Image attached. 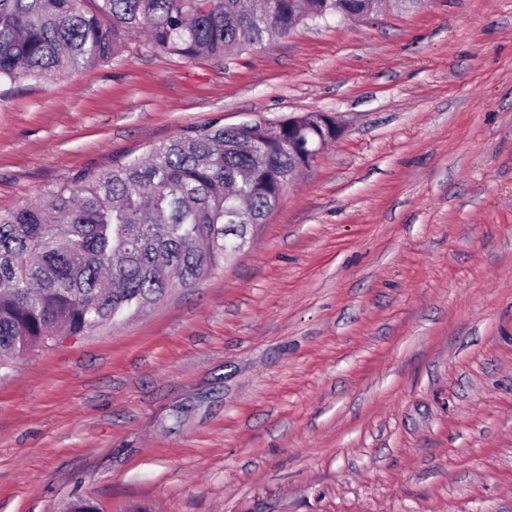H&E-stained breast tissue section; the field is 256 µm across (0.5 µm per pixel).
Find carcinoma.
Segmentation results:
<instances>
[{
  "label": "carcinoma",
  "instance_id": "cac0c4a2",
  "mask_svg": "<svg viewBox=\"0 0 512 512\" xmlns=\"http://www.w3.org/2000/svg\"><path fill=\"white\" fill-rule=\"evenodd\" d=\"M353 0H0V82L106 62L133 36L183 59L287 36ZM319 136L191 127L48 199L0 213V369L56 337L85 336L196 287L234 258Z\"/></svg>",
  "mask_w": 512,
  "mask_h": 512
}]
</instances>
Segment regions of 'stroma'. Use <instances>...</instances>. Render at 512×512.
Here are the masks:
<instances>
[{"label": "stroma", "mask_w": 512, "mask_h": 512, "mask_svg": "<svg viewBox=\"0 0 512 512\" xmlns=\"http://www.w3.org/2000/svg\"><path fill=\"white\" fill-rule=\"evenodd\" d=\"M307 112L337 136L235 259L0 371V512H512V0L1 83L0 212Z\"/></svg>", "instance_id": "stroma-1"}]
</instances>
